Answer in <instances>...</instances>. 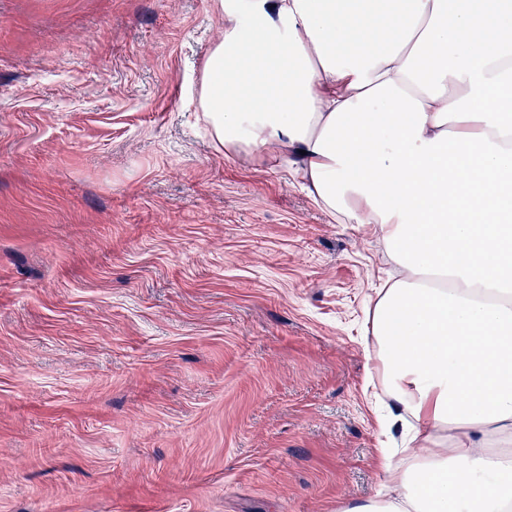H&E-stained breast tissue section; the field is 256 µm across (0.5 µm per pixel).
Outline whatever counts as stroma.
Instances as JSON below:
<instances>
[{
    "label": "stroma",
    "mask_w": 512,
    "mask_h": 512,
    "mask_svg": "<svg viewBox=\"0 0 512 512\" xmlns=\"http://www.w3.org/2000/svg\"><path fill=\"white\" fill-rule=\"evenodd\" d=\"M215 0H0V512L386 494L368 224L212 145Z\"/></svg>",
    "instance_id": "obj_1"
}]
</instances>
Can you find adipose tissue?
<instances>
[{"mask_svg": "<svg viewBox=\"0 0 512 512\" xmlns=\"http://www.w3.org/2000/svg\"><path fill=\"white\" fill-rule=\"evenodd\" d=\"M215 2L217 150L373 225L397 270L365 332L403 449L336 512H512V0Z\"/></svg>", "mask_w": 512, "mask_h": 512, "instance_id": "obj_1", "label": "adipose tissue"}]
</instances>
